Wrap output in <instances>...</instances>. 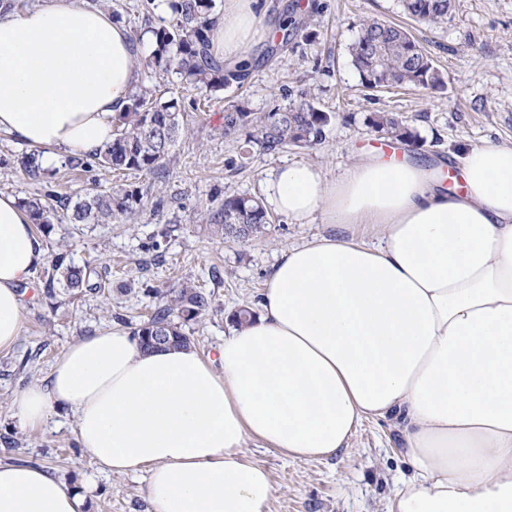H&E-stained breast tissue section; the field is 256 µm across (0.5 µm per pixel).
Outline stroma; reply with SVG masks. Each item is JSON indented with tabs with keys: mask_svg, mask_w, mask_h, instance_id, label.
<instances>
[{
	"mask_svg": "<svg viewBox=\"0 0 512 512\" xmlns=\"http://www.w3.org/2000/svg\"><path fill=\"white\" fill-rule=\"evenodd\" d=\"M265 30L246 53L257 63L243 85L201 94L182 90L174 74L141 75L142 84L176 98L184 114L182 132L169 153L167 177L100 166H67L57 152L40 179L22 174L18 157L29 145L0 133V193L17 201L66 197L77 200L92 189L150 188L162 198L159 212L143 209L109 224L55 222L41 243L47 260L30 281L20 285L25 301L24 326L15 346L0 352V429L17 432L18 448L0 454L4 461L45 466L68 486L87 495V512H151L146 478L141 473L102 472L81 447L73 418L59 410L49 427H20L12 402L18 391L44 381L58 356L72 342L114 326V314L136 328L152 303L165 300L184 281L210 293L213 305L197 322L183 327L191 346L217 360L231 314L257 307L266 279L281 251L326 234L321 217L291 224L273 214L263 234L244 243L224 240L205 223L206 209L225 194L262 196L263 182L283 164L320 166L337 179L352 161V150H371L382 136L369 124L376 112H394L417 137L409 153L420 160L447 159L462 146L485 139L512 143V0H453L445 23L430 26L409 18L401 0H266ZM112 8L134 37L159 27L171 16L168 0H112ZM292 15L307 19L315 41L296 38L282 46L269 29ZM375 18L405 27L430 53L442 71L439 90L363 88L351 63L350 47L360 22ZM331 120L321 143L290 146L276 154L251 149L241 159L237 142L224 136V109L243 104L263 113L287 107L300 90ZM65 253L68 262L89 268L95 288L74 294L62 279H50V256ZM55 298H46V285ZM38 356L25 371L17 365L24 353ZM249 462L271 474L274 493L269 512H388L398 480L407 472L395 429L384 419L359 426L348 448L329 458L300 460L248 442Z\"/></svg>",
	"mask_w": 512,
	"mask_h": 512,
	"instance_id": "1",
	"label": "stroma"
}]
</instances>
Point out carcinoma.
<instances>
[{
  "instance_id": "carcinoma-1",
  "label": "carcinoma",
  "mask_w": 512,
  "mask_h": 512,
  "mask_svg": "<svg viewBox=\"0 0 512 512\" xmlns=\"http://www.w3.org/2000/svg\"><path fill=\"white\" fill-rule=\"evenodd\" d=\"M412 19L436 26L448 19V0H402ZM172 18L153 30L154 48L142 59V65L153 72H172L183 84L209 92L219 91L236 82L242 83L254 65L248 57L228 67L211 52V38L216 24L212 16V0H171ZM283 40L299 33L305 39L314 37L307 26L288 17L280 27ZM352 64L364 88L415 87L438 90L445 85L443 74L423 48L402 27L364 19L360 34L351 46ZM181 109L174 98L161 101L150 87H142L130 97L125 111L119 113V131L112 143L86 157L70 156L67 164L78 168L95 160L116 171H136L161 180L166 171L169 148L180 133ZM331 116L319 110L301 93L298 103L258 115L242 105L224 110V137L245 136L242 154L256 146L261 151L277 153L288 145L310 146L322 141L324 128ZM375 131L390 138L414 143L416 136L408 125L391 112H377L370 118ZM21 167L31 179L41 176L42 167L36 155L21 156ZM32 223L40 231L48 230L59 219L57 209L66 211L72 224H109L119 215L131 214L144 206V194L138 189L112 191L97 189L75 204L60 207L38 198L24 202ZM206 223L226 239L246 241L263 233L269 223V212L257 198L247 194L224 195V202L206 213ZM53 271L60 274L71 292L80 291L86 272L66 262L58 254L52 259ZM211 296L191 282L183 283L167 299L153 306L150 316L134 331L141 347L153 351L158 346L186 347L189 336L182 326L200 319L211 306Z\"/></svg>"
}]
</instances>
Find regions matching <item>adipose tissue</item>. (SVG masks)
<instances>
[{
  "mask_svg": "<svg viewBox=\"0 0 512 512\" xmlns=\"http://www.w3.org/2000/svg\"><path fill=\"white\" fill-rule=\"evenodd\" d=\"M263 16L262 0H224L213 53L239 60ZM138 49L90 0L1 13L0 132L103 148L140 81ZM460 165L458 191L406 154L355 153L334 181L279 166L267 202L292 224L322 215L330 232L281 253L221 371L190 347L143 351L116 326L62 352L16 395L15 418L39 428L67 407L103 470L147 471L153 512H268L272 479L246 440L330 457L363 420L388 418L409 469L389 512H512V144L483 140ZM44 259L28 210L0 193V351ZM85 510L44 466L0 460V512Z\"/></svg>",
  "mask_w": 512,
  "mask_h": 512,
  "instance_id": "ef3b65f1",
  "label": "adipose tissue"
}]
</instances>
